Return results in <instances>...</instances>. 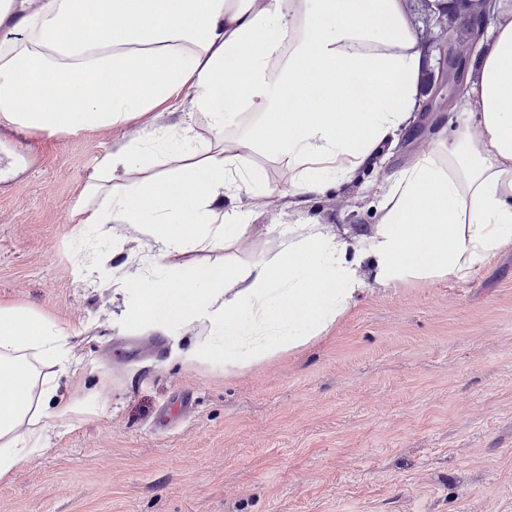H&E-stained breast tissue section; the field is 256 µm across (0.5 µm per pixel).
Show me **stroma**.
Here are the masks:
<instances>
[{
  "mask_svg": "<svg viewBox=\"0 0 512 512\" xmlns=\"http://www.w3.org/2000/svg\"><path fill=\"white\" fill-rule=\"evenodd\" d=\"M463 107L420 114L356 185L302 213L238 203L250 234L188 249L169 287L274 258L295 224H376V187ZM213 140L205 113L156 109L112 129L48 135L0 122V303L30 307L69 335L64 398L101 402L50 425L46 447L0 480V512H512V244L462 279L365 278L326 337L243 373L195 359L202 325L162 336L125 316L147 238L125 224L94 237L115 260L90 266L71 213L107 153L166 130Z\"/></svg>",
  "mask_w": 512,
  "mask_h": 512,
  "instance_id": "obj_1",
  "label": "stroma"
}]
</instances>
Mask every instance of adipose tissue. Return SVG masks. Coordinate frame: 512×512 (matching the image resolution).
<instances>
[{
    "label": "adipose tissue",
    "mask_w": 512,
    "mask_h": 512,
    "mask_svg": "<svg viewBox=\"0 0 512 512\" xmlns=\"http://www.w3.org/2000/svg\"><path fill=\"white\" fill-rule=\"evenodd\" d=\"M0 121L47 132L125 126L192 90L215 143L127 145L99 162L73 215L80 227L123 221L150 238L149 267L188 246L249 232L226 200L300 207L354 182L405 127L419 101L428 48L408 0H0ZM461 102L473 122L389 177L364 248L323 224H302L271 260L221 269L192 287L127 290L126 316L165 336L199 323L196 347L224 368L253 365L321 339L348 311L369 266L375 282L465 278L512 244V6L499 5ZM252 123L227 131L242 113ZM178 175L133 180L161 151ZM288 160L273 186L246 157ZM67 332L51 317L0 304V479L43 449L48 422L97 412L58 394Z\"/></svg>",
    "instance_id": "obj_1"
}]
</instances>
